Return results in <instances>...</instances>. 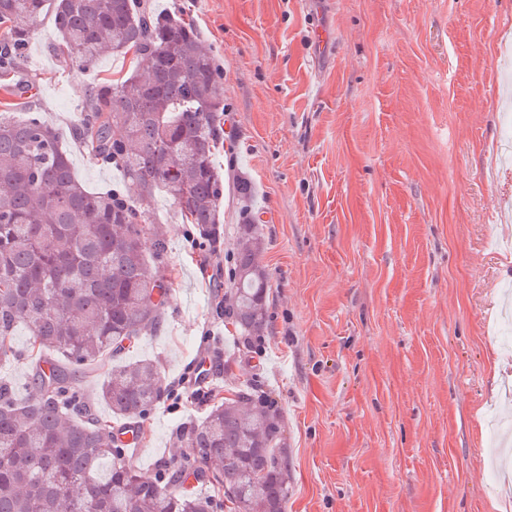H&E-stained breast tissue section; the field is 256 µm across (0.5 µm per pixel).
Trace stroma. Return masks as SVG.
Instances as JSON below:
<instances>
[{"label":"stroma","mask_w":512,"mask_h":512,"mask_svg":"<svg viewBox=\"0 0 512 512\" xmlns=\"http://www.w3.org/2000/svg\"><path fill=\"white\" fill-rule=\"evenodd\" d=\"M189 15L224 73L221 259L238 177L270 277L261 356L237 349L228 275L203 282L166 193L171 266L165 385L198 356L201 405L161 400L130 460L143 477L187 450L174 437L240 382L271 392L288 456L285 512H507L512 504V0H151ZM44 18L0 78V110L54 126L97 192L118 171L77 135L91 86L129 58L79 70ZM224 330L223 346L205 341Z\"/></svg>","instance_id":"1"}]
</instances>
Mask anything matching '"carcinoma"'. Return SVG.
I'll return each instance as SVG.
<instances>
[{"mask_svg":"<svg viewBox=\"0 0 512 512\" xmlns=\"http://www.w3.org/2000/svg\"><path fill=\"white\" fill-rule=\"evenodd\" d=\"M58 55L84 68L135 50L127 74L94 86L78 131L94 161L122 188L89 191L55 129L37 112H0V360L17 357L18 325L30 335L32 394L0 381V512H284L288 500L279 409L254 384L239 385L205 417L180 426L191 455L152 480L127 460L111 421L93 414L79 379L124 342L164 327L168 229L153 217L156 191L182 223L219 232L224 135L221 68L200 33L141 0H0V75L22 56L45 3ZM240 224L231 267L237 340L260 349L269 274L252 213L253 183L240 178ZM152 241L144 252L143 242ZM99 396L118 418L145 419L163 399L152 359L107 372ZM213 496L179 490L195 460Z\"/></svg>","mask_w":512,"mask_h":512,"instance_id":"cac0c4a2","label":"carcinoma"}]
</instances>
